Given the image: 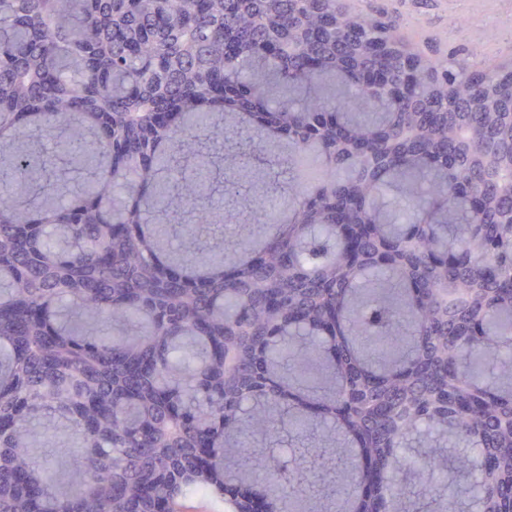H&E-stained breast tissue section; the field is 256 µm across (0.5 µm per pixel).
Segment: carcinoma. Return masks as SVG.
I'll use <instances>...</instances> for the list:
<instances>
[{"instance_id":"1","label":"carcinoma","mask_w":512,"mask_h":512,"mask_svg":"<svg viewBox=\"0 0 512 512\" xmlns=\"http://www.w3.org/2000/svg\"><path fill=\"white\" fill-rule=\"evenodd\" d=\"M390 41L0 0V512H512V69ZM36 460L54 468L58 463H63L71 471H78L82 467V460L76 457L69 448L59 446H47L35 448Z\"/></svg>"}]
</instances>
